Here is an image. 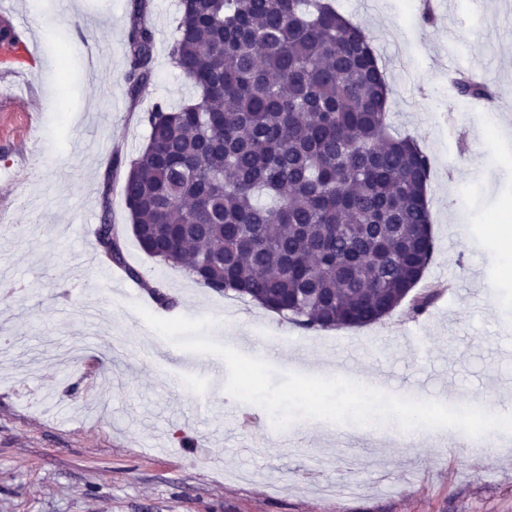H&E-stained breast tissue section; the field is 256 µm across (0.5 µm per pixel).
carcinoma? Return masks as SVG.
Instances as JSON below:
<instances>
[{"instance_id":"cac0c4a2","label":"carcinoma","mask_w":512,"mask_h":512,"mask_svg":"<svg viewBox=\"0 0 512 512\" xmlns=\"http://www.w3.org/2000/svg\"><path fill=\"white\" fill-rule=\"evenodd\" d=\"M124 81L154 73L155 33L133 0ZM169 62L197 102L154 103L125 166L133 235L196 284L231 290L309 330L392 313L433 258L432 162L391 130L390 88L371 37L331 0H179ZM458 95L494 92L468 72ZM97 242L134 280L114 224ZM438 290L412 299L424 313Z\"/></svg>"}]
</instances>
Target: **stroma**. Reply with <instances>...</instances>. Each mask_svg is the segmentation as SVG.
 I'll use <instances>...</instances> for the list:
<instances>
[{
    "label": "stroma",
    "instance_id": "obj_1",
    "mask_svg": "<svg viewBox=\"0 0 512 512\" xmlns=\"http://www.w3.org/2000/svg\"><path fill=\"white\" fill-rule=\"evenodd\" d=\"M178 3L147 0L154 76L133 99L131 0H59L39 17L16 103L0 110V274L13 290L0 299V338L14 348L0 358V512H512V433H488L494 451L473 464L454 428L409 437L377 420L325 434L298 420L278 430L225 378L184 367L187 351L137 312L210 318L209 338L249 356L277 348L278 377L385 367L394 395L512 413V0H454L452 14L402 26V0H336L374 40L394 129L433 163L423 279L443 274L460 291L420 315L405 302L377 323L323 331L200 287L130 230L126 171L111 161L144 144L150 105L196 96L168 60ZM82 38L102 45L99 63L82 57ZM464 68L483 69L492 102L449 88V70ZM106 215L143 288L110 291L104 256L75 265L83 226ZM158 282L172 307L150 298ZM253 414L260 422L245 424Z\"/></svg>",
    "mask_w": 512,
    "mask_h": 512
}]
</instances>
